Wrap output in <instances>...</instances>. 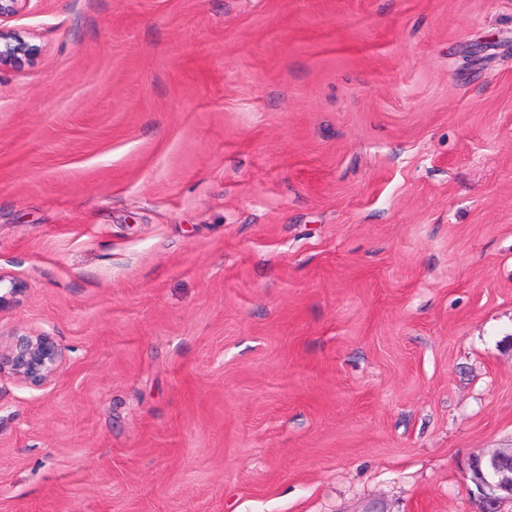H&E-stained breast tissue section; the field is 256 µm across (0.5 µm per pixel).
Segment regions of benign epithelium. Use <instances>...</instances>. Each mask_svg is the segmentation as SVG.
Instances as JSON below:
<instances>
[{"label": "benign epithelium", "instance_id": "benign-epithelium-1", "mask_svg": "<svg viewBox=\"0 0 512 512\" xmlns=\"http://www.w3.org/2000/svg\"><path fill=\"white\" fill-rule=\"evenodd\" d=\"M32 0H0V22L27 11ZM39 48L21 32L0 26V68H19L36 60ZM64 353L55 337L45 332L14 333L0 347V375L7 373L32 387H43L56 376ZM468 478L478 487L483 503L512 501V447L475 455Z\"/></svg>", "mask_w": 512, "mask_h": 512}]
</instances>
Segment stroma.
<instances>
[{
	"label": "stroma",
	"instance_id": "stroma-1",
	"mask_svg": "<svg viewBox=\"0 0 512 512\" xmlns=\"http://www.w3.org/2000/svg\"><path fill=\"white\" fill-rule=\"evenodd\" d=\"M0 70V512H481L512 446V0H33ZM64 353L54 336L45 332L14 333L0 345V376L7 373L32 387H43L56 376ZM468 478L479 488L484 506L489 501L497 507L512 501V446L473 456L468 465Z\"/></svg>",
	"mask_w": 512,
	"mask_h": 512
}]
</instances>
